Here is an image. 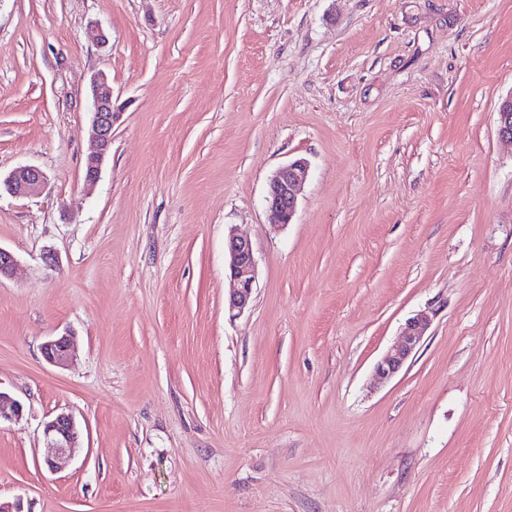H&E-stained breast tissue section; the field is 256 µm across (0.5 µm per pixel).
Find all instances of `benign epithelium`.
<instances>
[{
	"mask_svg": "<svg viewBox=\"0 0 512 512\" xmlns=\"http://www.w3.org/2000/svg\"><path fill=\"white\" fill-rule=\"evenodd\" d=\"M93 111L89 136L94 143L85 162V181L95 182L102 165L112 147L114 108L112 87L105 75L92 80ZM498 135L512 142V94L505 98L497 111ZM310 166L304 159H296L280 167L271 176L266 201L279 224L291 223L296 210L300 186L309 176ZM43 171L34 166H20L0 178V191L13 196L27 195L45 184ZM229 277L233 288L229 290L227 307L232 315L243 313L250 305L256 279L257 263L251 242L241 236L230 234L227 244ZM430 327V316L421 311L407 319L400 337L387 348L375 366V377L380 382L396 377L407 364L422 342ZM71 335H56L42 345V355L51 365L65 367L72 357ZM22 415L21 404L9 395L0 392V420L17 419ZM47 444L56 449L54 456L44 461L45 467L56 471L69 462L80 448L81 432L70 413H59L46 422L43 429Z\"/></svg>",
	"mask_w": 512,
	"mask_h": 512,
	"instance_id": "7a95c632",
	"label": "benign epithelium"
}]
</instances>
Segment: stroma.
I'll use <instances>...</instances> for the list:
<instances>
[{
	"label": "stroma",
	"instance_id": "1",
	"mask_svg": "<svg viewBox=\"0 0 512 512\" xmlns=\"http://www.w3.org/2000/svg\"><path fill=\"white\" fill-rule=\"evenodd\" d=\"M117 118L86 185L91 79ZM512 0H0V500L512 512ZM304 158L291 224L268 180ZM253 301L224 307L229 231ZM407 365L374 367L407 319ZM72 332L67 367L41 351ZM71 413L51 472L43 425ZM43 171L34 166H20L13 169L2 179L0 176V194L2 190L13 196L27 195L45 184ZM429 327L430 316L425 311L407 319L400 337L387 348L375 366V377L379 382L390 381L402 371ZM43 433L47 444L56 449L55 455L47 458L44 465L50 471H57L80 448L81 432L72 414L62 412L46 422Z\"/></svg>",
	"mask_w": 512,
	"mask_h": 512
}]
</instances>
